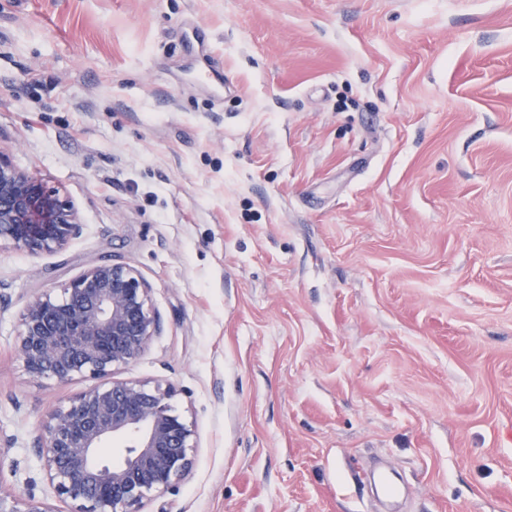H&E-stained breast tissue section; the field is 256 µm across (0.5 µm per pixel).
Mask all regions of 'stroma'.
I'll return each mask as SVG.
<instances>
[{
  "instance_id": "stroma-1",
  "label": "stroma",
  "mask_w": 512,
  "mask_h": 512,
  "mask_svg": "<svg viewBox=\"0 0 512 512\" xmlns=\"http://www.w3.org/2000/svg\"><path fill=\"white\" fill-rule=\"evenodd\" d=\"M0 149L77 204L0 250V490L95 379L16 356L34 296L108 258L162 332L190 474L146 512H512V0H0Z\"/></svg>"
}]
</instances>
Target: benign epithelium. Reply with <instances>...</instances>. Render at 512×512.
I'll return each instance as SVG.
<instances>
[{
	"label": "benign epithelium",
	"instance_id": "benign-epithelium-1",
	"mask_svg": "<svg viewBox=\"0 0 512 512\" xmlns=\"http://www.w3.org/2000/svg\"><path fill=\"white\" fill-rule=\"evenodd\" d=\"M83 229L70 199L0 150V248L56 253ZM148 282L133 267L100 262L61 285L60 295L31 299L21 314L16 353L28 373L60 383L103 380L54 410L37 449L63 511L34 494L0 492V512H145L191 468V426L175 412L168 387L116 380L114 370L139 359L160 320ZM128 441L119 464L98 459L109 439Z\"/></svg>",
	"mask_w": 512,
	"mask_h": 512
}]
</instances>
